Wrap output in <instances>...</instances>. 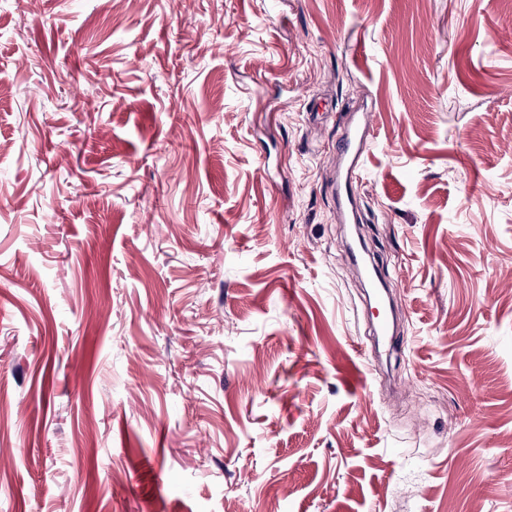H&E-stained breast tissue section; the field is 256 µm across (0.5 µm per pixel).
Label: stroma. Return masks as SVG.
<instances>
[{
  "mask_svg": "<svg viewBox=\"0 0 512 512\" xmlns=\"http://www.w3.org/2000/svg\"><path fill=\"white\" fill-rule=\"evenodd\" d=\"M512 0H0V512H512ZM402 313L337 238L336 141ZM369 137L366 114H363L358 122L347 126L336 142V156L340 163L336 178L337 213L342 216L341 222L344 224H349L350 214L355 218V196L351 184L352 179L356 178V172L364 166ZM364 288L366 291V295L370 304L375 305L376 307H380L386 310L385 303V288L378 285L374 282L366 273L365 275V284ZM376 335L379 336L378 348L382 349H391L393 347V340L395 338L394 333V317L393 313H386L382 320L379 322L377 328L375 329Z\"/></svg>",
  "mask_w": 512,
  "mask_h": 512,
  "instance_id": "obj_1",
  "label": "stroma"
}]
</instances>
